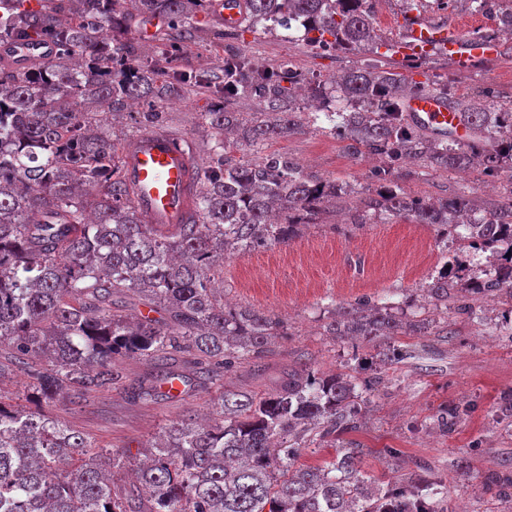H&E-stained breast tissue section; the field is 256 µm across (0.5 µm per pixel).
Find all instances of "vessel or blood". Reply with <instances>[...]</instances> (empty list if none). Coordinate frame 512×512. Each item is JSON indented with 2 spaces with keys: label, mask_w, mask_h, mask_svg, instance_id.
Segmentation results:
<instances>
[{
  "label": "vessel or blood",
  "mask_w": 512,
  "mask_h": 512,
  "mask_svg": "<svg viewBox=\"0 0 512 512\" xmlns=\"http://www.w3.org/2000/svg\"><path fill=\"white\" fill-rule=\"evenodd\" d=\"M210 12L225 30L240 28L245 17L244 0H210ZM440 48L454 60H488L497 53L494 42L466 36L461 25L444 27L418 17L406 22L405 35L394 46L396 54L416 56ZM57 47L34 37L0 45V63L24 68L55 59ZM409 118L427 130L464 139L469 130L458 113L429 92L408 98ZM124 179L134 192V201L147 223L165 228L185 223L190 210V182L197 167L195 156L171 134L151 131L139 135L125 149Z\"/></svg>",
  "instance_id": "obj_1"
}]
</instances>
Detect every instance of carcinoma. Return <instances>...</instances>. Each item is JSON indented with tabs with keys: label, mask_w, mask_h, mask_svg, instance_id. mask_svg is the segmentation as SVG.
<instances>
[{
	"label": "carcinoma",
	"mask_w": 512,
	"mask_h": 512,
	"mask_svg": "<svg viewBox=\"0 0 512 512\" xmlns=\"http://www.w3.org/2000/svg\"><path fill=\"white\" fill-rule=\"evenodd\" d=\"M0 0V43L35 36L53 42L54 61L24 69L0 63V376L27 378L14 403L0 400V512H445L448 488L413 480L392 484L366 479L363 449L341 446L314 465L297 457L314 443H334L357 431L361 408L357 383L344 373L315 377L288 372V383L265 397L221 392L214 423L191 416L167 428L138 470L139 487H112L108 469L122 458L48 410L30 412V398L49 406L66 398L110 389L123 374L117 361L130 355L154 364L149 383L132 398L155 402L164 387L189 390L221 380L230 359L258 361L273 338L286 334L279 318L247 307L228 308L218 297L230 252L285 244L306 224H320L324 203L342 199L345 187L303 173L294 158L270 153L235 162L226 156L230 137L260 148L301 127L295 88L288 77L249 67L229 54L218 71H166L169 58L146 63L121 37L132 14L127 0ZM147 22L168 19V44L194 36L189 11L205 0H133ZM246 0L255 24L284 29L298 22L318 47L351 50L376 46L370 0ZM474 11L505 29L512 0H467ZM331 39H326V36ZM406 71L368 64L336 79V99L351 103L338 112H317L329 131L355 153L379 157V184L393 181L405 158L439 170L479 168L490 178L512 169V102L492 87L456 97L448 83L423 85ZM262 89L264 110L249 119L223 107L204 113L214 131L210 162L199 171L193 208L184 224L164 230L145 223L123 178L126 137L94 132L103 103L120 115L134 101L151 105L181 99L195 88L236 98L245 82ZM288 85H282V82ZM427 91L448 103L469 128V138L437 135L413 123L407 98ZM416 224H470L481 237H512V201L478 209L465 195L436 202L411 199L395 186L360 200L348 223L375 215ZM496 276H458L442 267L423 285L427 297L471 316L488 298L512 302V255L500 253ZM162 314L129 321L117 313L127 291ZM403 323L386 305L368 299L334 309L326 332L333 336H396Z\"/></svg>",
	"instance_id": "1"
}]
</instances>
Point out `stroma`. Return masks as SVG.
<instances>
[{
  "label": "stroma",
  "instance_id": "1",
  "mask_svg": "<svg viewBox=\"0 0 512 512\" xmlns=\"http://www.w3.org/2000/svg\"><path fill=\"white\" fill-rule=\"evenodd\" d=\"M373 23L384 45L379 60L393 58L388 44L400 39L408 18L402 0H372ZM416 13L432 24L468 23L470 31L493 32L494 21L465 7L442 8L438 0H420ZM198 29L173 62L176 71H214L227 52L250 59L265 71L293 70L305 79H327L360 66L368 51H324L304 44V30L276 28L266 32L243 22L233 32L197 13ZM493 61L475 67L448 60L439 52L426 57L419 73L431 82L449 78L456 95L470 96L490 86L512 97V42L501 41ZM211 93H198L164 107V125L194 146L199 165L209 161L210 130L203 115L217 105ZM286 154L306 174L347 182L355 190L348 204L374 194L372 172L378 161L367 154L350 155L345 143L315 127L302 125L292 135L265 144L262 151L231 147L235 161H256L261 154ZM397 185L408 195L436 200L461 192L478 204L512 200V169L486 178L480 169L456 173L436 171L420 162L399 163ZM451 253L437 226L376 217L369 224L345 223L328 211L323 223L303 227L288 243L259 246L234 253L224 263V296L234 306H249L279 317L288 333L276 339L273 353L261 365L242 362L225 368L224 385L197 387L172 399L144 404L131 398V388L149 378L151 361L122 359L124 380L109 391H94L80 403H54L52 411L97 443L123 454L126 466L115 471L119 487H131L128 472L147 447L182 415L203 416L220 391L263 396L276 392L294 367L325 374L348 373L369 384L362 395L363 425L349 438L364 450L367 476L390 482L407 478L415 464L425 465V479L448 488L450 512H505L492 472L512 475V416L500 402L512 394V310L495 300L481 303L477 319L455 313L448 319L455 334L439 336H361L334 338L324 333L325 308L363 298L399 306L409 317L422 304L420 289L437 274ZM456 411L452 424L443 421ZM467 456L469 469L455 467Z\"/></svg>",
  "mask_w": 512,
  "mask_h": 512
}]
</instances>
